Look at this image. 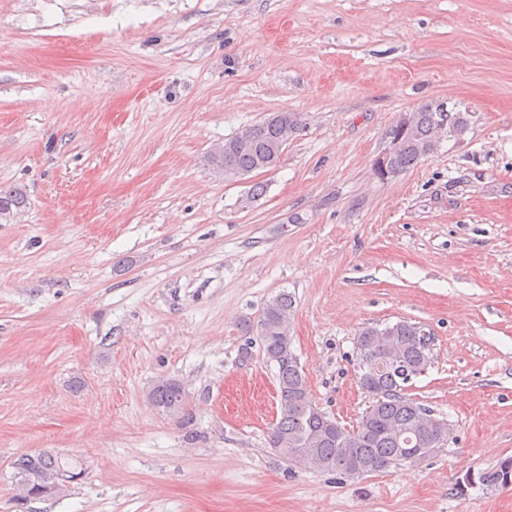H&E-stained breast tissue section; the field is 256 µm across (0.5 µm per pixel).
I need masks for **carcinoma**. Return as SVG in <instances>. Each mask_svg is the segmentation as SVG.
Returning a JSON list of instances; mask_svg holds the SVG:
<instances>
[{
  "label": "carcinoma",
  "mask_w": 512,
  "mask_h": 512,
  "mask_svg": "<svg viewBox=\"0 0 512 512\" xmlns=\"http://www.w3.org/2000/svg\"><path fill=\"white\" fill-rule=\"evenodd\" d=\"M448 120V135L458 137L468 127L463 112H452L442 103H430L409 113L408 125L394 124L388 132L391 156L389 173L373 170L380 180L417 165L422 158L440 147L437 121ZM301 116L295 112H274L244 132L224 140L207 157L211 168L232 181L257 171L273 168L298 133ZM25 196L20 189H0V215L23 207ZM292 295L281 291L265 304L258 324L250 319L242 324L246 335H256L267 362L275 365L279 412L269 432V444L276 452L306 469L335 471L360 477L406 461L422 458L421 452L431 444H441L448 430V420L433 418V425L423 426L420 404L404 388V374H413L421 362L422 346L416 343L422 327L399 320L384 326H368L356 338L358 383L366 390L370 405L357 424L348 428L326 414L313 400L304 372L293 359L289 323L293 316ZM151 403L172 417L186 415L188 396L182 383L166 379L149 393ZM82 463L52 451L22 454L11 463L10 500L25 505L40 499L46 479L62 470L71 473ZM487 487L512 486V473L503 464L479 475Z\"/></svg>",
  "instance_id": "cac0c4a2"
}]
</instances>
